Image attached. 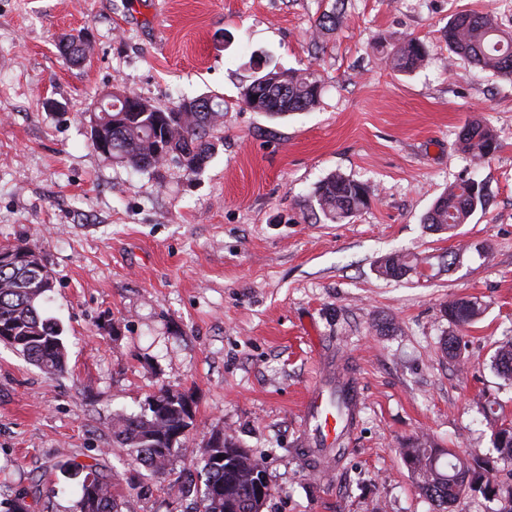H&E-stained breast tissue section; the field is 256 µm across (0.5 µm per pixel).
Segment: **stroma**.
Segmentation results:
<instances>
[{"mask_svg":"<svg viewBox=\"0 0 512 512\" xmlns=\"http://www.w3.org/2000/svg\"><path fill=\"white\" fill-rule=\"evenodd\" d=\"M334 2L0 0V249L38 248L54 277L40 309L68 351L48 375L0 343V501L24 490L30 512H73L81 484L61 466L77 462L111 474L121 512H198L189 458L154 473L112 439L116 415L162 389L191 403L190 447L221 431L261 458L262 512H435L402 443L492 455L485 401L512 423V382L491 366L512 337V79L449 54L442 30L459 10L512 29V0H348L336 30L316 34ZM81 30L91 48L74 65L58 44ZM405 35L430 53L410 74L388 61ZM267 60L314 72L318 105L281 118L244 106ZM115 88L159 106L220 96L203 170L137 171L98 153L93 109ZM473 119L499 136L489 158L459 148ZM333 173L372 190L339 223L313 197ZM468 178L485 207L454 232L428 230L435 198ZM464 244L462 264L429 280L376 272L391 252ZM457 297L484 307L461 361L441 349ZM325 351L360 404L349 452L323 478L300 422ZM179 476L189 494L170 491Z\"/></svg>","mask_w":512,"mask_h":512,"instance_id":"obj_1","label":"stroma"}]
</instances>
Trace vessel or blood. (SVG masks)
<instances>
[{
	"label": "vessel or blood",
	"instance_id": "b4317fda",
	"mask_svg": "<svg viewBox=\"0 0 512 512\" xmlns=\"http://www.w3.org/2000/svg\"><path fill=\"white\" fill-rule=\"evenodd\" d=\"M335 363L332 355H325L319 377L310 386L303 404L305 445L321 468H329L336 457L337 422L334 406L328 398L333 391L332 377Z\"/></svg>",
	"mask_w": 512,
	"mask_h": 512
}]
</instances>
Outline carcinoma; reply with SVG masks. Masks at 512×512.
Instances as JSON below:
<instances>
[{
	"label": "carcinoma",
	"mask_w": 512,
	"mask_h": 512,
	"mask_svg": "<svg viewBox=\"0 0 512 512\" xmlns=\"http://www.w3.org/2000/svg\"><path fill=\"white\" fill-rule=\"evenodd\" d=\"M345 0H336L329 12L316 20L319 31H333L341 22ZM443 38L448 50L472 65L497 76L512 78V32L501 28L494 14L461 10L448 20ZM427 47L417 38L398 39L389 57L391 67L411 73L425 65ZM259 106L271 118L312 109L318 102L321 87L306 70H282L276 66L255 77ZM197 109L181 111L183 102L172 106L150 105L147 112H128L127 103L112 98L115 112L100 117L94 133L96 144L116 160L136 170L147 171L162 164L158 150L163 148L174 165L189 174L199 173L212 155V132L222 124L224 100L200 97ZM461 150L475 158L494 155L498 140L488 125L480 120L464 124L459 133ZM315 199L322 216L333 222L356 216L369 205L370 187L362 182L334 174L320 181ZM485 204V187L475 180L452 184L433 203L423 223L430 230L451 231L468 223L475 211ZM31 253L29 259L0 258V339L44 372L56 375L66 368L67 351L62 330L52 319L43 316L39 301L53 288L51 271L35 248L24 244L0 249ZM419 258L409 252H392L384 256L378 273L400 281L418 273ZM448 323L458 330L473 324L484 309L476 299L459 298L444 309ZM502 376L512 382V339L499 344L495 354ZM160 404L147 412L124 414L116 418L113 439L123 448L132 449L135 460L155 472L165 470L170 458L188 451V438L175 434L189 427L191 412L186 398L168 390L160 391ZM487 423L495 428L494 448L498 456L485 460L460 457L431 440L414 438L400 449L416 488L447 512L467 491L478 492L501 506L494 512H512V485H494L489 473L499 463L512 464V424L498 422L492 407L484 409ZM204 489L200 512H260L269 492L260 491L253 476L254 462L250 451L239 447L232 436L224 438L221 448L206 444L201 452ZM63 473L82 477V493L74 512H120L112 494V479L94 465L68 463Z\"/></svg>",
	"instance_id": "1"
}]
</instances>
